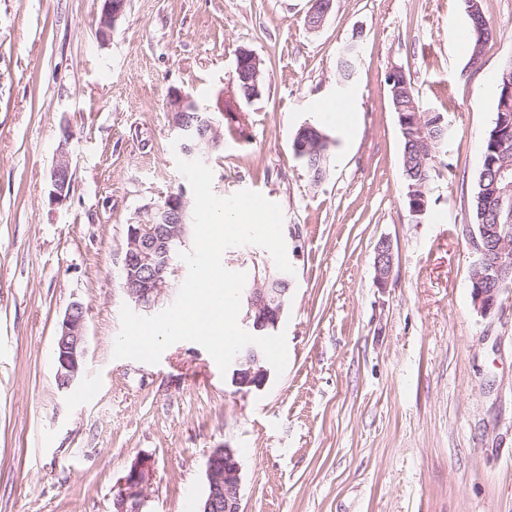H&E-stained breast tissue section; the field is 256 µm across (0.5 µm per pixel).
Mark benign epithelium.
<instances>
[{"mask_svg":"<svg viewBox=\"0 0 512 512\" xmlns=\"http://www.w3.org/2000/svg\"><path fill=\"white\" fill-rule=\"evenodd\" d=\"M127 0H103L99 34L104 37L114 28L124 15ZM331 0H313L308 12L306 25L308 30H319L332 10ZM237 80L245 83L246 95L243 101L251 102L261 96L264 87L261 60L255 53L241 49L236 55L234 69L229 85ZM389 96L398 114V124L406 127L407 115L399 105L402 94L409 92V81L403 70L394 68L386 76ZM167 111L171 116V127L176 131L182 152L190 157L208 158L224 141L221 124L209 121L206 128L197 129L188 119V113L202 111L193 97L180 90L169 92ZM308 131L310 136L304 144H296L297 154L315 150L323 142V136L314 132L310 124L299 131ZM52 186L51 199L62 203L69 198L72 184L70 160L65 151H60L50 170ZM187 202L182 195L168 200L152 222L148 224H130L122 255L123 288L135 306L142 309L154 307L172 287L169 278V263L155 264L153 259L156 248L169 251L172 241L183 239L184 225L182 215ZM375 280L383 287L389 280L393 268V252L390 243L382 241L376 250ZM272 272L266 265L255 270L252 288L248 289L243 324L253 333L265 329L273 321H279L287 299L285 292L265 287L272 279ZM512 279V245L499 247L496 265L487 268L476 260L471 271L473 284L472 297L474 308L485 315L494 309L499 300L502 286ZM85 310L82 304H71L59 324L55 337V361L58 385L65 388L79 376L86 358ZM262 350L254 345L246 346L232 362V378L237 392L245 387H262L267 381L268 370ZM153 463L149 458L137 459L129 471L117 482L118 493L115 496V512H145L147 486L152 475ZM200 512H242L241 510V467L236 451L228 446L215 449L207 462V492L202 501Z\"/></svg>","mask_w":512,"mask_h":512,"instance_id":"benign-epithelium-1","label":"benign epithelium"}]
</instances>
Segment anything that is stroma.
<instances>
[{"mask_svg":"<svg viewBox=\"0 0 512 512\" xmlns=\"http://www.w3.org/2000/svg\"><path fill=\"white\" fill-rule=\"evenodd\" d=\"M102 6L0 0V512H114L143 455L147 512H199L225 445L243 512H512V287L477 312L465 232L512 58V0H481L496 33L475 61L465 0H334L316 32L311 0H127L104 39ZM242 49L265 87L242 107L243 134L212 155V189L278 203L294 269L278 325L287 367L245 394L192 341L156 364L113 356L127 226L190 188L168 93L214 103ZM395 66L452 129L418 224L385 82ZM340 99L354 108L346 131L324 115ZM307 122L334 141L318 184L292 151ZM62 150L73 183L58 205ZM384 240L394 265L381 288ZM75 302L87 355L63 389L55 335ZM50 182L52 201L55 203L66 201L70 195L72 172L69 157L64 150L59 152L50 170ZM374 268L376 283L385 286L393 268L392 247L387 241H381L377 247Z\"/></svg>","mask_w":512,"mask_h":512,"instance_id":"stroma-1","label":"stroma"}]
</instances>
